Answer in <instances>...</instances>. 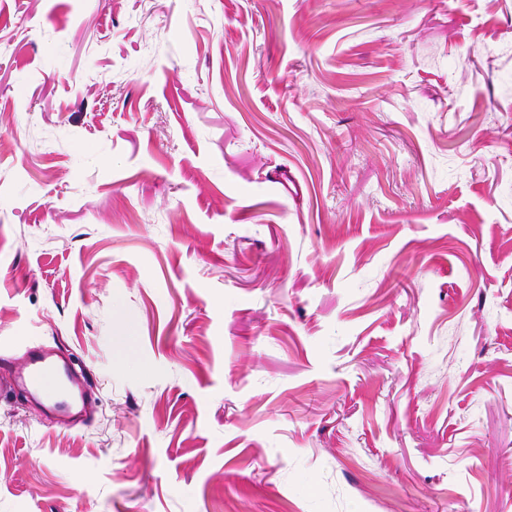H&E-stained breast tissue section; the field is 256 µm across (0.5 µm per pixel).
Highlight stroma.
I'll list each match as a JSON object with an SVG mask.
<instances>
[{
    "mask_svg": "<svg viewBox=\"0 0 512 512\" xmlns=\"http://www.w3.org/2000/svg\"><path fill=\"white\" fill-rule=\"evenodd\" d=\"M0 512H512V0H0ZM54 356L50 351L30 352L16 368L18 384L41 403L53 407L60 417L67 418L74 409L88 404L92 391L85 378Z\"/></svg>",
    "mask_w": 512,
    "mask_h": 512,
    "instance_id": "1",
    "label": "stroma"
}]
</instances>
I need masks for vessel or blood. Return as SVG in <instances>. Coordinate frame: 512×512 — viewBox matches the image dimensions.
I'll use <instances>...</instances> for the list:
<instances>
[{"instance_id":"b4317fda","label":"vessel or blood","mask_w":512,"mask_h":512,"mask_svg":"<svg viewBox=\"0 0 512 512\" xmlns=\"http://www.w3.org/2000/svg\"><path fill=\"white\" fill-rule=\"evenodd\" d=\"M16 373L20 386L41 403L53 407L63 418L70 417L74 409L85 407L92 396L85 378L59 362L49 351L30 352Z\"/></svg>"}]
</instances>
